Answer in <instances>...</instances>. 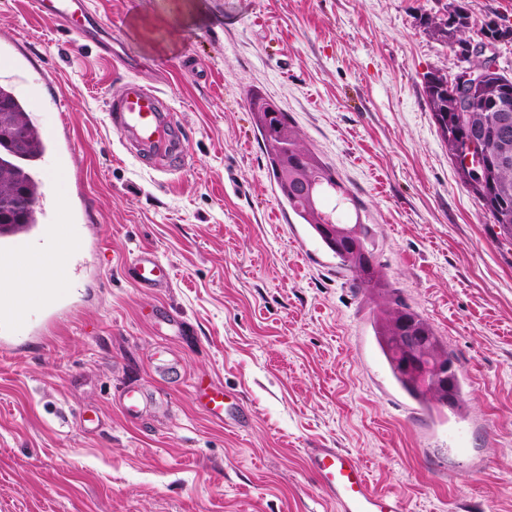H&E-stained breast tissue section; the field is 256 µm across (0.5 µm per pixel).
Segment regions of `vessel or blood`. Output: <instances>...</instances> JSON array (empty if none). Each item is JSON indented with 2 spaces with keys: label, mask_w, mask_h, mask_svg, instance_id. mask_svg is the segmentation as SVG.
Masks as SVG:
<instances>
[{
  "label": "vessel or blood",
  "mask_w": 512,
  "mask_h": 512,
  "mask_svg": "<svg viewBox=\"0 0 512 512\" xmlns=\"http://www.w3.org/2000/svg\"><path fill=\"white\" fill-rule=\"evenodd\" d=\"M34 12L62 27L79 39L90 37L94 15L89 0H31ZM24 49L12 34L0 35V78L21 84L25 70L20 63ZM107 118L129 156L150 159L162 173L178 171L186 153L177 133L172 107L155 88L129 77L107 104ZM63 239L71 257L81 255L86 240L73 224L70 202L59 201L42 224L18 226L0 236V279L10 287L0 290V353L12 354L14 337L31 333L30 309L41 305L51 309L53 298L41 294L39 299L17 295L13 284L39 274L47 278L73 275L70 261H61L52 250V241ZM127 274L142 288H164L171 281V269L154 251L139 249L125 266ZM203 406L218 421L233 424L239 419L238 408L227 407L224 393H202ZM307 470L313 475L336 512H404L401 498L377 491L358 458L339 448H308L304 451Z\"/></svg>",
  "instance_id": "obj_1"
}]
</instances>
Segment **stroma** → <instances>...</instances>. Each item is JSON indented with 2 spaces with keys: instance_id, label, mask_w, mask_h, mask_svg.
<instances>
[{
  "instance_id": "stroma-1",
  "label": "stroma",
  "mask_w": 512,
  "mask_h": 512,
  "mask_svg": "<svg viewBox=\"0 0 512 512\" xmlns=\"http://www.w3.org/2000/svg\"><path fill=\"white\" fill-rule=\"evenodd\" d=\"M181 0H92V44L0 0V31L26 47L29 84L59 77L68 110L66 195L87 240L52 279L55 324L0 358V512H336L307 448H341L406 512H512V242L461 183L424 92L458 72L429 34L440 0H205L200 25L140 32ZM157 88L189 155L163 175L109 126L121 78ZM288 113L373 233L383 273L456 357L464 402L429 409L399 388L374 336L378 307L282 203L247 96ZM152 249L169 287L124 272ZM248 413L212 422L194 385ZM136 387L139 416L123 391Z\"/></svg>"
}]
</instances>
